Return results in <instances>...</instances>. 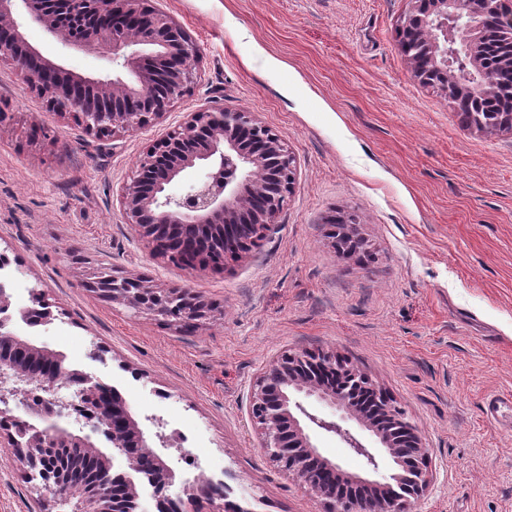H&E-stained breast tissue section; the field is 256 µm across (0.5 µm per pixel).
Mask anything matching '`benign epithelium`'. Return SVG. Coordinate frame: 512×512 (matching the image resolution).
<instances>
[{
    "instance_id": "obj_1",
    "label": "benign epithelium",
    "mask_w": 512,
    "mask_h": 512,
    "mask_svg": "<svg viewBox=\"0 0 512 512\" xmlns=\"http://www.w3.org/2000/svg\"><path fill=\"white\" fill-rule=\"evenodd\" d=\"M399 30L406 32L405 56L419 82L437 88L471 112L490 111L499 100L511 107L472 127L486 134L512 133V87L488 76L484 46L491 34L503 39L499 66L512 71V6L508 0H408ZM37 24L65 46H107L115 75L106 80L75 75L28 44L22 22ZM0 50L27 73L32 87L55 111L74 113L86 130L113 136L144 127L187 91L200 49L166 13L147 11L141 0H0ZM480 85L479 96L471 86ZM83 88L76 97L73 88ZM199 176L182 193L172 187L189 173ZM296 158L267 125L250 112L213 106L193 112L140 158L136 174L121 193L127 223L153 250L191 268L214 265L216 257L249 252L275 223L296 180ZM200 229L191 258L169 248L170 227ZM81 285L135 313L174 322L207 323L211 306L181 286L155 288L114 271L84 277ZM7 291L0 284V405L14 399L24 415L0 408V436L7 437L17 463L41 487L76 512H139L141 490L152 489L157 512H196L226 498L211 479L187 483L184 497L168 495L177 473L171 465L174 439L163 422L139 419L120 394L104 390L84 373L70 372L74 397L58 394L56 368L63 358L34 346L10 328ZM19 310L21 322L45 324L53 312L43 291ZM330 408L334 417L312 413L307 401ZM250 416L258 425L261 448L283 471L296 476L325 507L323 512H412L431 478L419 432L403 410L365 373L323 351L284 353L257 378ZM321 430L339 437L365 460L362 474L350 473L324 457L314 441ZM374 437L369 446L360 432ZM100 433L124 459L97 447ZM393 467L379 474L378 454ZM153 466L141 470L142 457ZM332 474V484L324 473Z\"/></svg>"
}]
</instances>
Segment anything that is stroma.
I'll return each mask as SVG.
<instances>
[{
    "label": "stroma",
    "instance_id": "1",
    "mask_svg": "<svg viewBox=\"0 0 512 512\" xmlns=\"http://www.w3.org/2000/svg\"><path fill=\"white\" fill-rule=\"evenodd\" d=\"M201 50L188 91L134 132L99 137L48 107L0 53V279L12 310L45 291L55 318L23 337L117 388L185 437L186 478L224 481L244 512H321L265 455L249 415L257 378L287 350L325 351L404 410L432 476L412 512H512V134L460 124L411 74L397 36L407 0H143ZM27 41L73 73L112 75L105 47ZM253 113L294 154L293 190L265 238L220 269L155 255L120 196L137 161L190 113ZM357 215L346 254L327 220ZM180 285L214 307L187 327L102 299L78 272ZM107 354L96 360V346ZM0 512H63L0 439Z\"/></svg>",
    "mask_w": 512,
    "mask_h": 512
}]
</instances>
